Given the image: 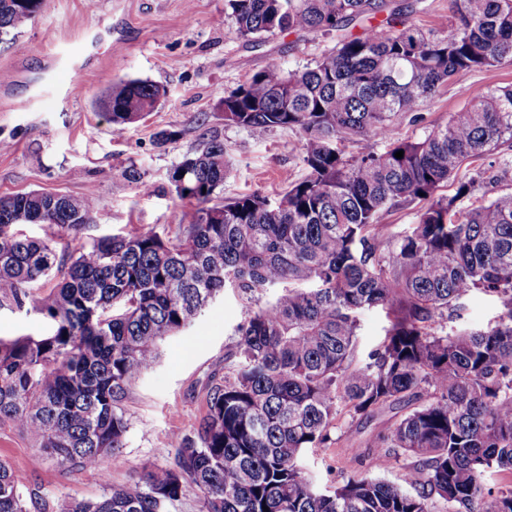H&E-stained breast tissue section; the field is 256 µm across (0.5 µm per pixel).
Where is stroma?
Instances as JSON below:
<instances>
[{"label":"stroma","mask_w":512,"mask_h":512,"mask_svg":"<svg viewBox=\"0 0 512 512\" xmlns=\"http://www.w3.org/2000/svg\"><path fill=\"white\" fill-rule=\"evenodd\" d=\"M224 0H47L17 37L0 45V196L38 190L83 196L94 190L98 208L78 236L51 224H23L21 233L51 239L60 251L104 234H129L143 225L171 228L191 221L196 203L179 200L168 172L210 139L223 142L232 167L224 198L258 193L276 198L289 180L305 174L302 137L275 128L249 132L224 122L225 95L255 72L276 62L301 69L313 63L334 38L281 34L252 47L222 22ZM80 49L70 62L58 46ZM147 79L165 86L155 111L113 132L101 99L117 79ZM76 84L71 97L60 89ZM512 85V60L469 73L462 85L442 87L422 110L419 122L395 121V137H420L445 126L490 90ZM175 138L159 144L158 132ZM137 169L151 185L125 177ZM143 180V181H144ZM242 302L222 295L192 324L160 346L151 368L134 380L125 400L126 446L106 472L75 470L57 460H39V449L20 428L0 427V458L10 462L24 490L50 504L97 499L106 481L122 482L143 468L170 465L171 437L192 429L206 409V385L223 376L224 355L234 326L245 316ZM499 312L490 296L474 293L449 313L447 329L483 330ZM41 314L24 307L0 309V337L39 335L51 330ZM385 411L332 429L328 447L308 452L307 464L320 484H340L367 472L371 451L365 440L395 422Z\"/></svg>","instance_id":"obj_1"}]
</instances>
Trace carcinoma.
Instances as JSON below:
<instances>
[{"label": "carcinoma", "instance_id": "obj_1", "mask_svg": "<svg viewBox=\"0 0 512 512\" xmlns=\"http://www.w3.org/2000/svg\"><path fill=\"white\" fill-rule=\"evenodd\" d=\"M44 5L0 0V43L14 44ZM448 9L440 35L386 0H225L224 21L248 44L336 35L313 65L271 63L224 96L229 125L303 135L306 174L273 202L224 200L229 163L217 139L169 171L177 197L197 203L172 236L143 225L60 254L12 227L76 234L92 223L94 193L0 196V308L30 303L52 323L43 336L0 338V426L24 430L43 458L104 470L125 447L127 387L161 342L223 292L250 305L224 376L209 380L206 413L172 442V465L58 512H168L188 486L201 512H512V193L479 200L467 172L512 144V86L421 138L392 137L393 119L419 121L440 87L512 58V0H448ZM165 94L121 79L106 119L123 131ZM348 140L360 144L354 159ZM449 183L454 194H438ZM403 205L418 206V220L393 235L380 218ZM474 292L499 303L494 325L447 331L448 309ZM373 308L388 325L359 359L358 315ZM410 402L367 443L378 472L410 460L401 481L318 484L308 449L325 447L342 421ZM495 474L508 482L489 487ZM33 508L50 504L0 459V512Z\"/></svg>", "mask_w": 512, "mask_h": 512}]
</instances>
